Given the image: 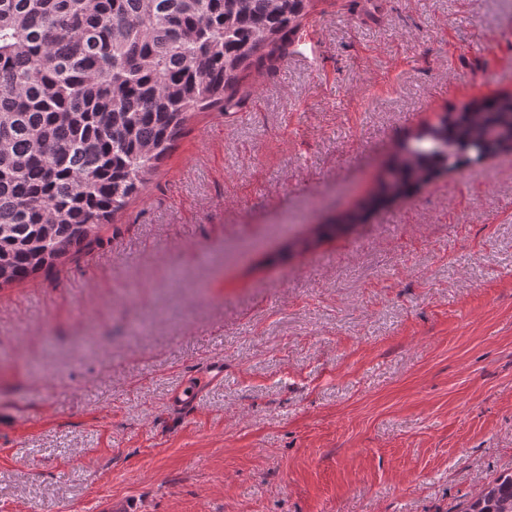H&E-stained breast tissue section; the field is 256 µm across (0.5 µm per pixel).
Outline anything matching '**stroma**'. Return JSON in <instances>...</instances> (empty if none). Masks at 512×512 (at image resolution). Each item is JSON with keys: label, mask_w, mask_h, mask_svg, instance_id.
I'll return each mask as SVG.
<instances>
[{"label": "stroma", "mask_w": 512, "mask_h": 512, "mask_svg": "<svg viewBox=\"0 0 512 512\" xmlns=\"http://www.w3.org/2000/svg\"><path fill=\"white\" fill-rule=\"evenodd\" d=\"M511 19L312 0L314 49L242 70L87 246L1 287L0 512H460L512 471V150L312 232L512 94Z\"/></svg>", "instance_id": "35a3bbf8"}]
</instances>
